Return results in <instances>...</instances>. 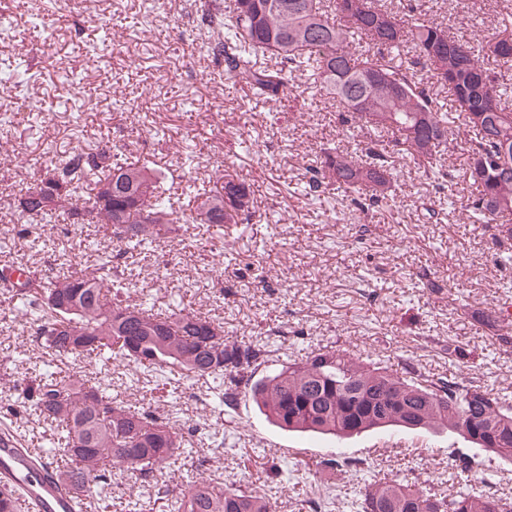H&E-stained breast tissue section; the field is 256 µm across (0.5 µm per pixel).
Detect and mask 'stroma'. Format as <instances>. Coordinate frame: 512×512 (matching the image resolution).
Returning <instances> with one entry per match:
<instances>
[{"label": "stroma", "mask_w": 512, "mask_h": 512, "mask_svg": "<svg viewBox=\"0 0 512 512\" xmlns=\"http://www.w3.org/2000/svg\"><path fill=\"white\" fill-rule=\"evenodd\" d=\"M204 0H62L43 14L41 0H7L0 13V51L29 65L37 78L0 84V267L19 260L48 272L56 254L49 240L68 237L74 252L96 259L105 241L102 225L28 224L18 199L48 155L101 147L146 163L183 188L213 190L230 172L250 184L256 215L223 230L170 225L156 253L119 270L133 271L140 287L162 308L179 306L223 320L236 343H269L271 360L258 376L314 349H336L361 366L391 371L412 368L436 378L454 374L512 396V325L494 323L492 312L512 303V241L498 244L480 224L429 220L428 208L454 206L464 213L470 187L462 150L446 154V186L424 168L393 155L400 172L396 204L362 216L341 191L319 198L304 186L314 156L349 148L336 115L285 97L255 101L241 112L245 82L225 80L202 48L196 11ZM427 19L447 25L459 41L478 45L491 30L512 29V10L499 0H473L461 13L457 0H421ZM195 157L181 167L184 139ZM233 253L223 275L212 267ZM456 344L464 357L449 359ZM46 361L14 307L0 305V430L16 432L23 447L45 448L54 430L18 401V388ZM142 369L112 370V395L127 405L150 403L170 414L167 390H133ZM204 382L179 388V425L224 433L223 447L195 445L185 465L163 469L144 483L123 480L108 502L90 512H169L171 490L189 476L220 478L226 485L262 489L276 512H349L358 488L349 462L368 478L435 491L448 487V465L464 455L477 465L469 484L497 497H512V465L498 462L451 433L407 432L386 446L380 435L347 440L344 463L322 471L330 439L288 432L272 424L251 397L229 414L214 411Z\"/></svg>", "instance_id": "35a3bbf8"}]
</instances>
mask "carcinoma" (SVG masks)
<instances>
[{
	"instance_id": "carcinoma-1",
	"label": "carcinoma",
	"mask_w": 512,
	"mask_h": 512,
	"mask_svg": "<svg viewBox=\"0 0 512 512\" xmlns=\"http://www.w3.org/2000/svg\"><path fill=\"white\" fill-rule=\"evenodd\" d=\"M200 24L224 35L204 43L224 79H243L253 97L278 100L309 97L336 102V123L360 134L361 152L336 149L309 167L307 194L330 184L352 197L362 213L394 201L398 171L389 150L425 164V173L448 177L437 156L459 146L467 154L465 178L472 188L467 219L494 224L499 242L512 240V109L489 57L512 67V33H493L480 48L448 35V26L409 20L383 0H233L228 10L211 0ZM413 54L398 59L401 50ZM276 60L273 67L258 58ZM308 72L309 86L290 85L292 73ZM16 60L0 58V78L14 81ZM448 94L444 110L438 95ZM469 135L459 140L460 124ZM46 184L49 204L34 200ZM177 201L165 178L144 165L122 162L106 149L51 157L19 199L29 222L50 219L76 226L104 224L109 244L100 263L85 269L82 257L58 249L55 273L15 276L0 269V297L18 302L31 315V330L50 361L22 390L24 403L54 428L50 447L41 449L55 468L75 512L85 500L112 488L108 474L151 477L159 469L185 463V439L172 417L157 418L147 407L112 397L109 375L88 376L53 369L61 361L92 356L142 367L158 376L177 373L209 383L220 408L237 405L270 351L260 344L227 340L224 322L198 313L161 311L146 294L135 302L122 295L137 287L134 275L112 266V252L139 255L147 239H158ZM254 208L245 181L224 175L221 189L204 196L186 224H240ZM251 385V384H249ZM253 400L281 429L332 435L345 440L366 432H435L441 422L481 451L512 463V399L481 385L453 378L429 379L407 369L393 377L380 368L363 370L343 352L319 349L288 362L251 385ZM356 512H512V501L465 486L449 495L423 487L375 482L353 502ZM176 512H274L260 491L201 480L176 497Z\"/></svg>"
}]
</instances>
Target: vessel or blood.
<instances>
[{
    "instance_id": "vessel-or-blood-1",
    "label": "vessel or blood",
    "mask_w": 512,
    "mask_h": 512,
    "mask_svg": "<svg viewBox=\"0 0 512 512\" xmlns=\"http://www.w3.org/2000/svg\"><path fill=\"white\" fill-rule=\"evenodd\" d=\"M0 487L24 491L37 512H73V501L60 492L55 477L39 468L14 441H0Z\"/></svg>"
}]
</instances>
